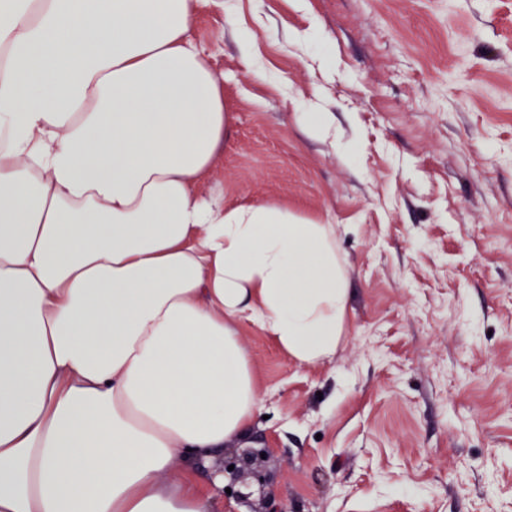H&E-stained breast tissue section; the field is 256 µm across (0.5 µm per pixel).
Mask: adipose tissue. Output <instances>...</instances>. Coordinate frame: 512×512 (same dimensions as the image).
<instances>
[{
	"instance_id": "adipose-tissue-1",
	"label": "adipose tissue",
	"mask_w": 512,
	"mask_h": 512,
	"mask_svg": "<svg viewBox=\"0 0 512 512\" xmlns=\"http://www.w3.org/2000/svg\"><path fill=\"white\" fill-rule=\"evenodd\" d=\"M205 2L0 0V512H214L260 403L239 322L302 365L346 334L335 225L200 190Z\"/></svg>"
}]
</instances>
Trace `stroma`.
I'll return each mask as SVG.
<instances>
[{
  "label": "stroma",
  "instance_id": "obj_1",
  "mask_svg": "<svg viewBox=\"0 0 512 512\" xmlns=\"http://www.w3.org/2000/svg\"><path fill=\"white\" fill-rule=\"evenodd\" d=\"M194 36L233 118L201 191L335 225L349 268L332 360L239 326L272 500L512 512V0H222ZM300 112L335 113V143Z\"/></svg>",
  "mask_w": 512,
  "mask_h": 512
}]
</instances>
